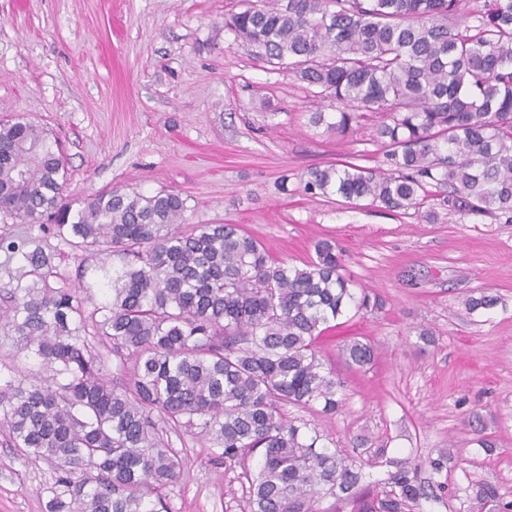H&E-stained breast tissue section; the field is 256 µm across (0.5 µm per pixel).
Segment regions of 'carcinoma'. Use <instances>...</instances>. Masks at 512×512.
Wrapping results in <instances>:
<instances>
[{
	"label": "carcinoma",
	"instance_id": "obj_1",
	"mask_svg": "<svg viewBox=\"0 0 512 512\" xmlns=\"http://www.w3.org/2000/svg\"><path fill=\"white\" fill-rule=\"evenodd\" d=\"M224 27L263 63L286 69L336 101L311 122L345 136L381 115L382 164L315 168L305 190L369 199L389 211L440 204L512 223V0H483L462 20L461 0H241ZM58 140L23 114L0 121V212L22 224L53 219L81 251L119 265L111 301L97 308L96 335L112 347L123 386L76 336V293L47 281L40 250L21 253L41 287L14 294L10 334L54 374L0 391V419L14 447L61 471L49 512H157L149 495L180 472L182 460L160 422L195 428L224 464L259 454L248 478L250 512H318L331 496L350 512H415L428 498L406 461L385 489H362L360 468L289 406L334 414L342 388L319 359L316 340L349 308L378 301L352 288L336 243L290 266L234 224L181 230L185 199L112 189L84 200L66 194ZM345 361L372 364L375 349L351 340ZM473 500L512 512L496 487L478 483Z\"/></svg>",
	"mask_w": 512,
	"mask_h": 512
}]
</instances>
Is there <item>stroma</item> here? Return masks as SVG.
I'll list each match as a JSON object with an SVG mask.
<instances>
[{"mask_svg":"<svg viewBox=\"0 0 512 512\" xmlns=\"http://www.w3.org/2000/svg\"><path fill=\"white\" fill-rule=\"evenodd\" d=\"M237 0H0V118L17 113L49 130L66 159L68 192L111 188L186 200L184 226L236 224L276 259L303 266L322 238L344 269L381 302L349 310L319 341L344 385L341 412L288 408L360 466L364 484L385 478L376 449L409 460L419 480L443 482L422 512H478L470 486L486 482L512 500V223L428 199L394 213L307 193V173L339 160L374 167L382 157L373 121L346 137L313 125L329 98L257 60L224 27ZM69 230L22 224L0 213V315L16 289L35 282L9 243L40 249L48 282L83 300L84 336L108 379H126L109 345L95 340L102 270L112 256L81 252ZM496 296L489 309L465 300ZM434 333L424 341L420 329ZM372 344L376 358L349 367L343 343ZM33 352L0 328V391L49 376ZM480 415L494 448L466 421ZM182 458L161 491L160 512H250L241 467L184 428L165 429ZM450 450L447 471L428 461ZM58 472L13 447L0 424V512H47Z\"/></svg>","mask_w":512,"mask_h":512,"instance_id":"35a3bbf8","label":"stroma"}]
</instances>
